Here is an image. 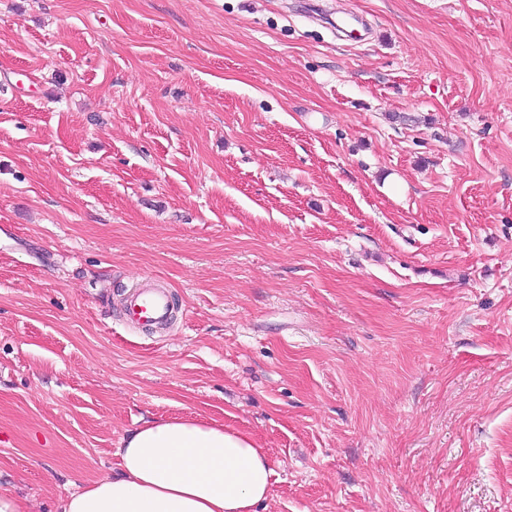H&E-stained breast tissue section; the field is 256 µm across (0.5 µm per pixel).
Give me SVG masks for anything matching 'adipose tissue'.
I'll return each mask as SVG.
<instances>
[{"label": "adipose tissue", "mask_w": 512, "mask_h": 512, "mask_svg": "<svg viewBox=\"0 0 512 512\" xmlns=\"http://www.w3.org/2000/svg\"><path fill=\"white\" fill-rule=\"evenodd\" d=\"M117 454L120 474L71 494L61 512H258L269 497L264 449L198 418L147 421Z\"/></svg>", "instance_id": "adipose-tissue-1"}]
</instances>
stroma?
Listing matches in <instances>:
<instances>
[{
  "label": "stroma",
  "instance_id": "1",
  "mask_svg": "<svg viewBox=\"0 0 512 512\" xmlns=\"http://www.w3.org/2000/svg\"><path fill=\"white\" fill-rule=\"evenodd\" d=\"M160 417L260 512H512V0H0V491ZM125 312L134 324L151 326L164 322L170 314L168 295L161 288L145 282L128 296Z\"/></svg>",
  "mask_w": 512,
  "mask_h": 512
}]
</instances>
